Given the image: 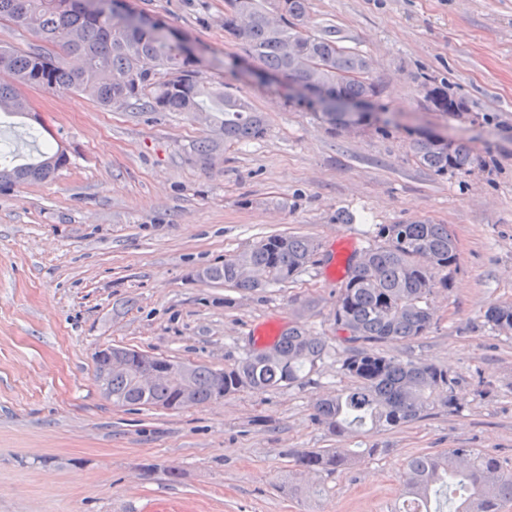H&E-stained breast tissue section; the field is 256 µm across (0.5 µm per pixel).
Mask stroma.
I'll return each mask as SVG.
<instances>
[{
    "label": "stroma",
    "mask_w": 512,
    "mask_h": 512,
    "mask_svg": "<svg viewBox=\"0 0 512 512\" xmlns=\"http://www.w3.org/2000/svg\"><path fill=\"white\" fill-rule=\"evenodd\" d=\"M127 3L193 50L202 80L248 98L267 132L205 166L197 147L217 133L191 113L22 87L69 162L0 191V512H391L411 455L478 448L512 465V332L484 322L512 303V0H311L315 27L367 53L383 85L375 116L336 132L286 82L232 67L243 52L224 34V0ZM425 83L460 110L436 111ZM421 128L467 141L470 171L419 166ZM48 143L0 114L15 161ZM424 219L458 248L449 289L431 297L436 323L371 348L448 369L460 408L332 435L311 406L353 385L333 320L347 260L376 225ZM275 234L319 244L292 281L242 292L199 280ZM294 321L335 347L298 385L171 411L112 405L94 381L101 346L223 369L271 346L261 329ZM301 448L375 454L315 475L294 467Z\"/></svg>",
    "instance_id": "stroma-1"
}]
</instances>
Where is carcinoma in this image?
Listing matches in <instances>:
<instances>
[{"mask_svg": "<svg viewBox=\"0 0 512 512\" xmlns=\"http://www.w3.org/2000/svg\"><path fill=\"white\" fill-rule=\"evenodd\" d=\"M91 0H0V22L33 31L53 50L21 51L0 46V111L34 122L22 86L69 90L91 96L100 105H137L151 112H193L209 121L224 143H247L266 133L264 116L253 104L222 86L200 81L196 60L166 40L163 26L147 30L134 23L121 0L107 8ZM310 0H224V32L272 75L316 80L334 97H377L381 86L372 76L370 57L345 47L331 29L317 30L309 18ZM278 15L271 26L267 16ZM80 40H70L72 34ZM295 45L288 56V45ZM426 99L440 111L460 103L444 86L422 85ZM415 161L437 176L464 174L476 157L464 143L444 138L415 139ZM68 163L65 152H42L34 162L0 166V189L26 180H46ZM319 249L309 237L268 236L222 265L204 268L203 279L241 291L283 284L313 262ZM457 260L456 238L445 224L418 221L381 224L376 241L349 261L346 280L336 298L334 321L351 344L341 361L355 385L313 404V417L329 433L355 436L367 428L393 430L427 416L438 407L458 409L456 378L434 364L402 361L359 342L411 341L434 325L428 300L448 279L435 281L433 270ZM486 324L512 330V303L490 306ZM322 336L290 322L270 353L251 352L215 375L203 364H187L193 404L203 405L244 389H269L302 382L330 352ZM127 367L108 370L94 361V379L115 406L178 410L173 404L182 381L161 377L149 388L139 385L141 352L123 348ZM106 381H101L102 375ZM295 466L312 473L341 471L359 462L342 448L298 449ZM408 507L401 512H439L434 504L444 489L453 496L449 512H503L512 503V470L500 458L476 448H453L443 455L418 454L404 464Z\"/></svg>", "mask_w": 512, "mask_h": 512, "instance_id": "cac0c4a2", "label": "carcinoma"}]
</instances>
